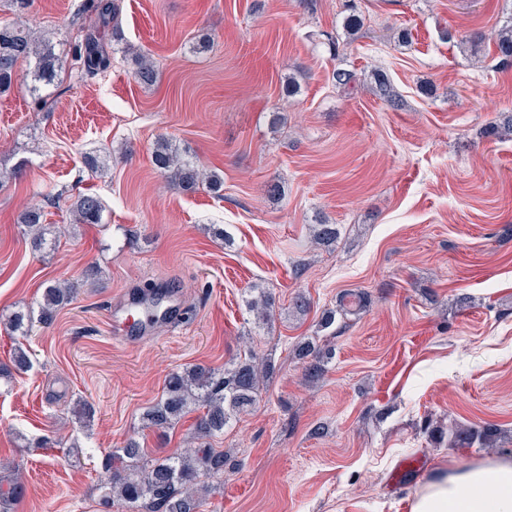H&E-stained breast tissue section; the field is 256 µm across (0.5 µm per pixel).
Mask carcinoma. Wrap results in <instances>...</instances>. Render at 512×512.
Here are the masks:
<instances>
[{
  "instance_id": "obj_1",
  "label": "carcinoma",
  "mask_w": 512,
  "mask_h": 512,
  "mask_svg": "<svg viewBox=\"0 0 512 512\" xmlns=\"http://www.w3.org/2000/svg\"><path fill=\"white\" fill-rule=\"evenodd\" d=\"M97 20L76 45L74 58L90 74L109 69L111 58L101 45V30L117 18L119 5L116 0H95L93 4ZM498 58L503 64L512 62V25L495 35ZM37 62L33 68L34 80L49 85L58 78L62 69L60 58L52 43L34 36L23 18L0 23V92L10 89L19 64ZM134 76L138 83L153 85L158 73L146 53L135 57ZM486 134L496 139L512 137V115L500 123H493ZM152 163L161 175L183 191L192 192L199 187L208 188L220 195L224 181L219 175L197 160L183 154L179 148L164 138L158 139L151 151ZM103 210L101 199L93 194L79 196L71 205V213L77 224H97ZM43 213L33 208L22 217L25 233L31 248L42 251L48 247L42 228ZM73 295L69 285L54 283L42 294L38 323L51 325L59 309ZM273 298L264 292L248 301V307L258 317L269 321ZM28 312L17 311L12 315L10 327L24 336L34 326ZM295 355L304 363V376L309 381L319 379L325 371V359L330 351L316 340L299 344ZM272 371L269 363L256 359L240 361L222 372L205 367H195L170 373L165 381L163 397L143 414L146 427L165 430L176 423L192 406H200L204 412L196 417L194 434L201 439L224 433L232 417L253 405L260 391V384ZM501 430L495 425L457 424L448 430V445L452 448H494ZM224 453L214 448H196L192 452L166 456H153L139 443L130 440L125 446L112 452L104 468L109 473V490L118 499L135 508L148 512H197L202 503L200 494L209 490L206 479L224 472ZM22 482L12 480L6 488L0 487V502L7 504L23 496Z\"/></svg>"
}]
</instances>
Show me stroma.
<instances>
[{"mask_svg":"<svg viewBox=\"0 0 512 512\" xmlns=\"http://www.w3.org/2000/svg\"><path fill=\"white\" fill-rule=\"evenodd\" d=\"M117 3L119 27L103 33L112 66L91 75L73 47L92 0H33L25 18L63 69L42 102L25 64L0 93V480L25 485L6 512H132L106 500L105 459L131 438L165 455L198 447L195 413L162 433L143 412L170 372L249 353L274 370L212 439L227 461L200 512H407L436 469L512 453V140L485 133L512 113V64L493 42L512 0ZM352 9L364 25L349 40ZM475 31L478 46L462 43ZM128 46L153 58L154 85L135 80ZM337 68L354 90L336 87ZM375 70L396 102L376 93ZM160 137L219 174L221 195L169 185L151 163ZM87 193L102 220L72 224ZM33 205L56 238L40 253L20 224ZM321 222L338 228L331 245L313 239ZM54 282L77 291L53 324L11 332L8 316L37 311ZM150 285L180 296L182 326L113 342L112 305ZM255 288L275 300L271 325L247 308ZM348 290L368 306L320 330ZM315 336L332 357L310 382L295 348ZM83 401L96 410L87 426ZM431 422L503 436L493 449L436 446ZM415 456L420 470L395 481Z\"/></svg>","mask_w":512,"mask_h":512,"instance_id":"35a3bbf8","label":"stroma"}]
</instances>
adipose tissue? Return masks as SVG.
Returning a JSON list of instances; mask_svg holds the SVG:
<instances>
[{
  "label": "adipose tissue",
  "instance_id": "adipose-tissue-1",
  "mask_svg": "<svg viewBox=\"0 0 512 512\" xmlns=\"http://www.w3.org/2000/svg\"><path fill=\"white\" fill-rule=\"evenodd\" d=\"M408 512H512V457L437 473L410 499Z\"/></svg>",
  "mask_w": 512,
  "mask_h": 512
}]
</instances>
